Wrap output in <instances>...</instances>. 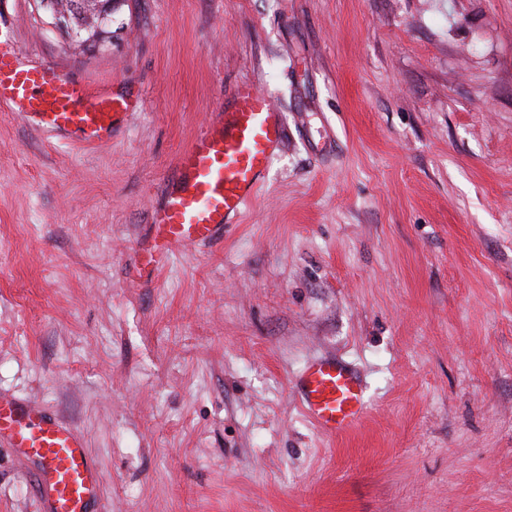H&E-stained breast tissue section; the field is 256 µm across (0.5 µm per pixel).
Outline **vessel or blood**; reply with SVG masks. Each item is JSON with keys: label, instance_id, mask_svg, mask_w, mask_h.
<instances>
[{"label": "vessel or blood", "instance_id": "1", "mask_svg": "<svg viewBox=\"0 0 512 512\" xmlns=\"http://www.w3.org/2000/svg\"><path fill=\"white\" fill-rule=\"evenodd\" d=\"M0 30V102L40 127L88 142L109 136L132 103L118 95L89 97L60 69L27 66ZM284 138L272 101L242 83L230 103L213 113L205 131L177 157L161 205L152 214L153 244L146 265L158 267L176 246L211 240L250 204ZM306 412L328 436L351 432L365 407L360 376L333 357L311 359L296 380ZM33 458L32 480L49 512H90L99 478L83 443L67 425L34 402L0 399V438Z\"/></svg>", "mask_w": 512, "mask_h": 512}]
</instances>
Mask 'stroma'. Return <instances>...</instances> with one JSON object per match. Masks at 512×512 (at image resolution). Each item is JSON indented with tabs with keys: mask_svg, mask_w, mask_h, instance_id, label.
<instances>
[{
	"mask_svg": "<svg viewBox=\"0 0 512 512\" xmlns=\"http://www.w3.org/2000/svg\"><path fill=\"white\" fill-rule=\"evenodd\" d=\"M24 64L128 97L111 139L0 104V395L69 425L94 512H512V0H124ZM244 81L286 125L236 223L140 268L177 155ZM366 386L324 436L294 382ZM0 440V512H47ZM306 412L328 436L351 432L365 407L360 376L333 357L311 359L296 379Z\"/></svg>",
	"mask_w": 512,
	"mask_h": 512,
	"instance_id": "obj_1",
	"label": "stroma"
}]
</instances>
